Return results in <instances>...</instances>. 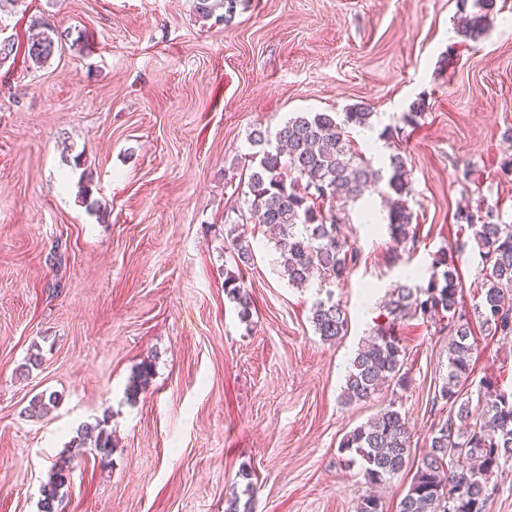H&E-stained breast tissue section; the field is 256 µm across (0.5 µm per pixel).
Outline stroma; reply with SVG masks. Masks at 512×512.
I'll use <instances>...</instances> for the list:
<instances>
[{
	"instance_id": "obj_1",
	"label": "stroma",
	"mask_w": 512,
	"mask_h": 512,
	"mask_svg": "<svg viewBox=\"0 0 512 512\" xmlns=\"http://www.w3.org/2000/svg\"><path fill=\"white\" fill-rule=\"evenodd\" d=\"M476 0H238L228 23L194 0H20L0 17L17 46L0 64V512H39L53 465L79 425L103 419L114 451H87L63 512H356L369 489L343 437L396 402L423 453L455 415L434 403L448 337L417 316L398 329L408 389L343 403L350 360L408 269L429 277L451 255L459 307L480 299L479 249L459 205L512 224V0H496L479 41L456 33ZM68 38L47 64L25 49L34 20ZM423 105L416 125L400 121ZM369 105L354 149L383 167L406 159L415 240L395 248L379 185L340 215L362 259L333 295L346 336L322 341L318 284L289 285L265 226L242 224L237 265L225 227L239 222L255 151L289 117ZM391 129L382 151L368 135ZM89 195H82V188ZM237 271L249 320L224 293ZM472 383L512 393V338L477 332ZM41 364L23 373L30 354ZM153 376L126 388L142 361ZM58 404L27 417L30 399ZM237 231L238 226L236 224H229V227L226 228L227 239L230 238L231 246L238 261L244 265H248L252 259V246L249 239L242 236L240 233H236Z\"/></svg>"
}]
</instances>
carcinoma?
Listing matches in <instances>:
<instances>
[{"instance_id": "1", "label": "carcinoma", "mask_w": 512, "mask_h": 512, "mask_svg": "<svg viewBox=\"0 0 512 512\" xmlns=\"http://www.w3.org/2000/svg\"><path fill=\"white\" fill-rule=\"evenodd\" d=\"M496 0H478L479 12L458 28L464 40H478L488 28ZM237 0H196L195 11L202 20L228 23ZM42 31L27 42L28 57L41 65L62 50L63 37L43 22ZM374 112L353 105L344 112H309L283 123L274 139L256 130L251 143L260 147L253 153L245 203L250 219L278 230L277 246L283 276L296 287L313 280L323 283L345 280L360 261V251L343 234V219L333 212L334 204H345L362 196L381 180L380 170L352 147L349 130L370 126ZM390 173L385 194L390 237L397 245L408 242L413 212L408 205L411 185L406 178V158L399 152L389 156ZM456 222L465 224L482 257L481 301L474 315L483 330L493 336H512V224L493 221V212L461 209ZM226 235L237 259L250 263L252 246L229 225ZM436 269L428 281L412 277L396 282L384 308L387 322L378 325L373 336L358 347L346 375L342 398L347 403L366 401L383 384L404 389L409 384L403 372L405 352L400 344L399 325L409 317L436 315L445 319L439 332H448V375L435 400L458 405L453 417L436 427L428 451L416 458L411 445L408 420L391 402L363 425L347 434L339 448L353 452L365 464V477L382 484L401 474L413 472L407 493L396 512H486L488 486L499 471L512 464V398L486 383L472 397L462 398L461 388L469 376L474 343L470 318L459 312L457 269L450 255L437 252ZM224 293L237 304L240 318L250 316L252 300L244 281L232 274L224 278ZM314 331L325 342H335L348 329L346 308L339 300H318L312 308ZM153 373L149 361L142 362L128 386L132 399L144 390ZM57 405L54 394L39 393L29 402L32 415L44 416ZM106 420L78 428L71 447L90 448L102 459L113 451ZM74 477V468H53L41 487L40 512H62L64 488Z\"/></svg>"}]
</instances>
